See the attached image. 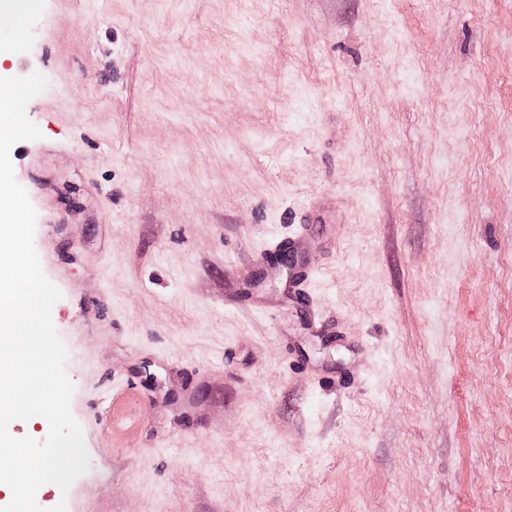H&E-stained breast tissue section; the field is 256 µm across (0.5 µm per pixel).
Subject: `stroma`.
<instances>
[{
  "label": "stroma",
  "mask_w": 512,
  "mask_h": 512,
  "mask_svg": "<svg viewBox=\"0 0 512 512\" xmlns=\"http://www.w3.org/2000/svg\"><path fill=\"white\" fill-rule=\"evenodd\" d=\"M9 65L89 456L37 503L512 512V0H57ZM322 193L337 340L239 288Z\"/></svg>",
  "instance_id": "1"
}]
</instances>
